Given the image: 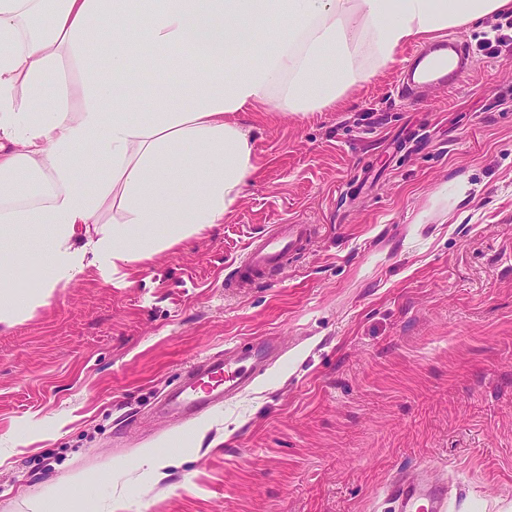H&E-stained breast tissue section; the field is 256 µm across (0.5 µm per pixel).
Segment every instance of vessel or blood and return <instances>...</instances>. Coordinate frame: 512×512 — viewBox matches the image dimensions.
<instances>
[{
	"mask_svg": "<svg viewBox=\"0 0 512 512\" xmlns=\"http://www.w3.org/2000/svg\"><path fill=\"white\" fill-rule=\"evenodd\" d=\"M467 51L455 39H445L416 50L400 72L402 96L415 97L424 89L447 90L459 85L468 72ZM315 234L311 224H277L253 238L242 261L234 263L224 277L226 289L242 288L280 271L292 256L309 245ZM269 347L266 343L238 349L235 356L209 358L192 367L185 386L169 398L170 405L198 417L247 391L266 373ZM393 512H447L448 488L432 479L429 470L419 475L398 474L385 487Z\"/></svg>",
	"mask_w": 512,
	"mask_h": 512,
	"instance_id": "obj_1",
	"label": "vessel or blood"
}]
</instances>
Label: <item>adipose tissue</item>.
I'll return each mask as SVG.
<instances>
[{
    "label": "adipose tissue",
    "mask_w": 512,
    "mask_h": 512,
    "mask_svg": "<svg viewBox=\"0 0 512 512\" xmlns=\"http://www.w3.org/2000/svg\"><path fill=\"white\" fill-rule=\"evenodd\" d=\"M505 11L512 0H0V324L32 317L87 269L119 278L223 223L258 169L236 116L272 90L285 112L332 106L373 77L363 49L384 66L412 41ZM265 22L278 27L273 41L255 37ZM246 43L252 51L240 54ZM89 44L108 48L106 69L60 84L64 63ZM174 50L192 99L169 84ZM136 70L157 80L154 106L139 115L115 97ZM53 81L59 102L47 110ZM187 144L197 151L186 163ZM88 149L110 170L92 189L75 173ZM20 236L34 249L12 248ZM30 273L38 286L22 289Z\"/></svg>",
    "instance_id": "obj_1"
}]
</instances>
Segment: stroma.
I'll return each mask as SVG.
<instances>
[{
	"instance_id": "obj_1",
	"label": "stroma",
	"mask_w": 512,
	"mask_h": 512,
	"mask_svg": "<svg viewBox=\"0 0 512 512\" xmlns=\"http://www.w3.org/2000/svg\"><path fill=\"white\" fill-rule=\"evenodd\" d=\"M450 29L475 66L400 99L402 59L336 106L243 116L259 168L223 224L128 284L97 270L0 325V512H390L435 468L449 512H512V47ZM314 224L272 278L224 289L252 237ZM276 338L243 395L170 429L154 402L193 364ZM177 451L157 477L151 454Z\"/></svg>"
}]
</instances>
